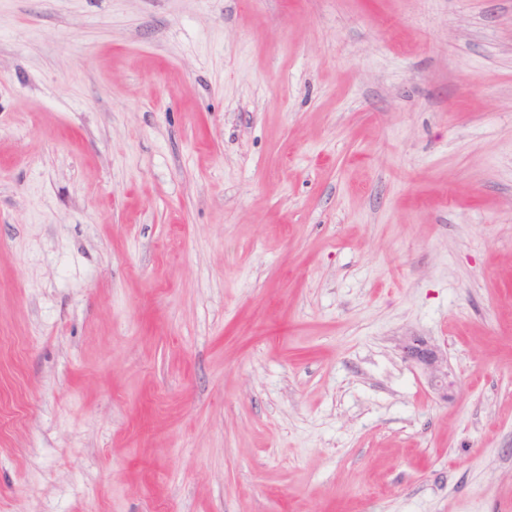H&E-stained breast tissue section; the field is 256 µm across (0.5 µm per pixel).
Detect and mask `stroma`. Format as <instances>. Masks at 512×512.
I'll return each instance as SVG.
<instances>
[{"mask_svg": "<svg viewBox=\"0 0 512 512\" xmlns=\"http://www.w3.org/2000/svg\"><path fill=\"white\" fill-rule=\"evenodd\" d=\"M0 512H512V0H0ZM404 358L418 366L430 386L448 399L447 355L421 336H406L401 343Z\"/></svg>", "mask_w": 512, "mask_h": 512, "instance_id": "35a3bbf8", "label": "stroma"}]
</instances>
